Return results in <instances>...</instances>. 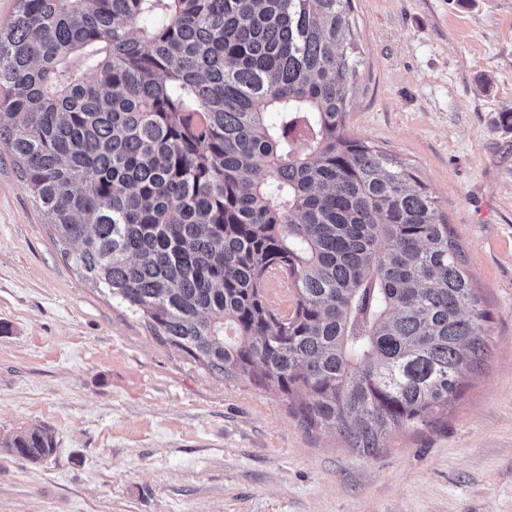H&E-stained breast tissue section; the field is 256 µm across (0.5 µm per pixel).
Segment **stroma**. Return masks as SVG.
Listing matches in <instances>:
<instances>
[{"label":"stroma","instance_id":"stroma-1","mask_svg":"<svg viewBox=\"0 0 512 512\" xmlns=\"http://www.w3.org/2000/svg\"><path fill=\"white\" fill-rule=\"evenodd\" d=\"M346 130L435 198L490 314L491 355L379 450L306 429L273 389L209 372L85 280L0 143V512H512V0H352ZM55 449L54 431L46 426L20 432L0 441V454L5 452L30 461L47 458Z\"/></svg>","mask_w":512,"mask_h":512}]
</instances>
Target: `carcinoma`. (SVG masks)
I'll use <instances>...</instances> for the list:
<instances>
[{
	"mask_svg": "<svg viewBox=\"0 0 512 512\" xmlns=\"http://www.w3.org/2000/svg\"><path fill=\"white\" fill-rule=\"evenodd\" d=\"M351 0H15L0 141L96 285L371 455L448 407L490 314L436 200L345 130ZM291 282L272 312L268 272ZM40 427L0 441L38 461Z\"/></svg>",
	"mask_w": 512,
	"mask_h": 512,
	"instance_id": "cac0c4a2",
	"label": "carcinoma"
}]
</instances>
